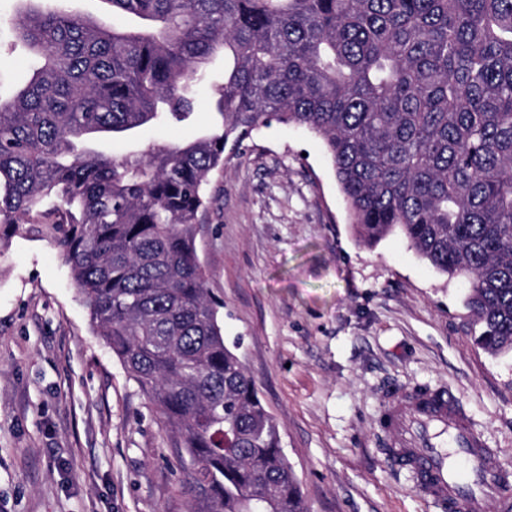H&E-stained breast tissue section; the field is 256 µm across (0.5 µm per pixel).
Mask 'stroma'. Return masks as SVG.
Wrapping results in <instances>:
<instances>
[{"label": "stroma", "mask_w": 512, "mask_h": 512, "mask_svg": "<svg viewBox=\"0 0 512 512\" xmlns=\"http://www.w3.org/2000/svg\"><path fill=\"white\" fill-rule=\"evenodd\" d=\"M102 138L113 154L181 143L213 120ZM196 250L299 481L307 512H442L387 456L382 395L446 386L512 471V353L479 348L469 285L400 232L361 242L322 141L272 123L210 184ZM178 439L95 329L60 249L0 239V512H190Z\"/></svg>", "instance_id": "obj_1"}]
</instances>
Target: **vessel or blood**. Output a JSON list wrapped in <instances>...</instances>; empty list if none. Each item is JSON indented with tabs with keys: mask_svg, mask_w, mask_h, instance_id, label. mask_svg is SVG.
Instances as JSON below:
<instances>
[{
	"mask_svg": "<svg viewBox=\"0 0 512 512\" xmlns=\"http://www.w3.org/2000/svg\"><path fill=\"white\" fill-rule=\"evenodd\" d=\"M382 419L388 455L414 474V489L447 512H481L485 500L512 512V471L489 448L460 399L448 388H390Z\"/></svg>",
	"mask_w": 512,
	"mask_h": 512,
	"instance_id": "vessel-or-blood-1",
	"label": "vessel or blood"
}]
</instances>
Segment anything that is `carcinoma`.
<instances>
[{"label": "carcinoma", "mask_w": 512, "mask_h": 512, "mask_svg": "<svg viewBox=\"0 0 512 512\" xmlns=\"http://www.w3.org/2000/svg\"><path fill=\"white\" fill-rule=\"evenodd\" d=\"M17 2L10 34L34 68L0 94V227L62 250L99 335L181 436L192 512H304L195 248L228 142L273 121L316 133L359 238L398 229L469 278L475 344L512 351V0ZM218 55L205 135L80 147L189 120Z\"/></svg>", "instance_id": "obj_1"}]
</instances>
